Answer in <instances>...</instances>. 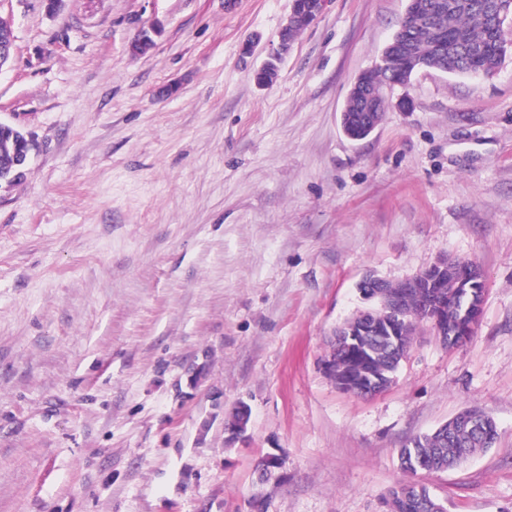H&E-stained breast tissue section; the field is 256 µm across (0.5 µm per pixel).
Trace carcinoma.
I'll list each match as a JSON object with an SVG mask.
<instances>
[{"label": "carcinoma", "mask_w": 512, "mask_h": 512, "mask_svg": "<svg viewBox=\"0 0 512 512\" xmlns=\"http://www.w3.org/2000/svg\"><path fill=\"white\" fill-rule=\"evenodd\" d=\"M487 2L489 0H422L426 6L438 7L435 24L418 27L414 17H409L406 24L412 28V36L404 51L365 74V88L400 83L420 68H437L445 62L454 73L468 76L474 70L489 72L495 69L505 57L507 45L493 36L494 25L483 8ZM384 110L382 99L369 100L356 94L349 96L344 109V132L355 140L366 138ZM372 368L390 377L397 370L393 357L378 352L367 361L350 365V370L356 374ZM496 438L494 424L487 431L472 433L465 441L432 432L419 435L400 449V466L416 472V463L422 458L431 461L433 471H445L454 467L458 457H471L486 449ZM390 495L395 497L400 512H423V504L431 497L426 488L413 484L393 488Z\"/></svg>", "instance_id": "carcinoma-1"}]
</instances>
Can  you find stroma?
Masks as SVG:
<instances>
[{
    "instance_id": "1",
    "label": "stroma",
    "mask_w": 512,
    "mask_h": 512,
    "mask_svg": "<svg viewBox=\"0 0 512 512\" xmlns=\"http://www.w3.org/2000/svg\"><path fill=\"white\" fill-rule=\"evenodd\" d=\"M406 6L324 0L260 87L291 0H0V120L37 142L0 191V512H385L399 449L470 408L497 441L416 480L512 512V50L487 78L417 71L351 140ZM445 255L484 271L473 336L420 323L384 393L338 390L360 282ZM15 41L11 22L0 15V73L12 63ZM384 110V99L368 100L356 94L349 96L343 111L344 132L355 140L366 138L377 125L378 122L375 124V121Z\"/></svg>"
}]
</instances>
